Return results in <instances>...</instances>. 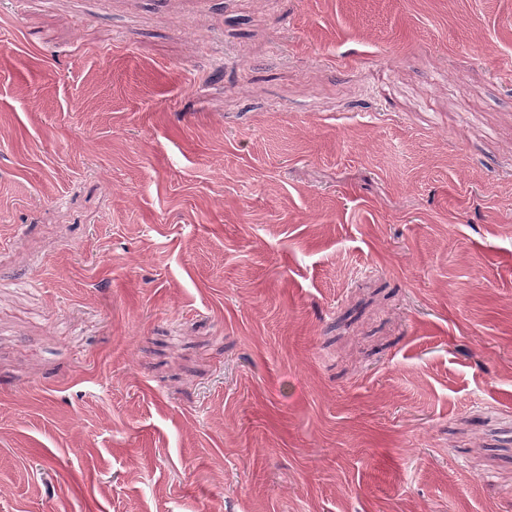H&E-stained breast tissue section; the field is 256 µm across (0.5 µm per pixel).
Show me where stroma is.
<instances>
[{"label": "stroma", "mask_w": 512, "mask_h": 512, "mask_svg": "<svg viewBox=\"0 0 512 512\" xmlns=\"http://www.w3.org/2000/svg\"><path fill=\"white\" fill-rule=\"evenodd\" d=\"M0 512H512V0H0Z\"/></svg>", "instance_id": "35a3bbf8"}]
</instances>
